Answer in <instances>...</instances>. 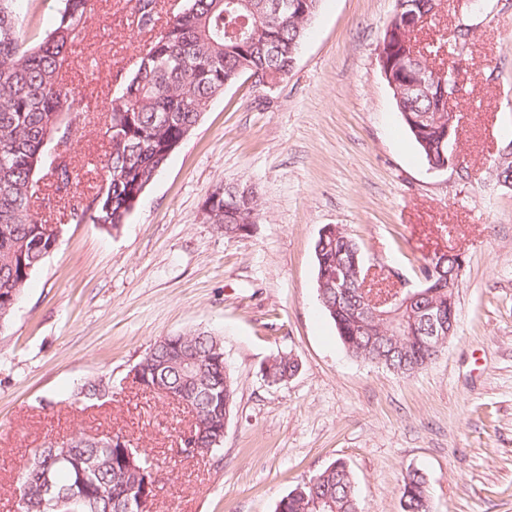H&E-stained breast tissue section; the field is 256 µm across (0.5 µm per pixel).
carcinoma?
I'll return each instance as SVG.
<instances>
[{"label": "carcinoma", "mask_w": 512, "mask_h": 512, "mask_svg": "<svg viewBox=\"0 0 512 512\" xmlns=\"http://www.w3.org/2000/svg\"><path fill=\"white\" fill-rule=\"evenodd\" d=\"M17 0H0V334L10 324L32 274L57 245L48 221L31 213L41 188L36 174L47 170L51 195L45 204L62 209L77 224L113 229L125 223L130 200L165 166L176 144L197 124L224 87L254 69L272 77L292 69L305 24L288 11V0H187L186 7L166 22L148 42L136 70L122 82L105 111L108 149L99 179L89 189L74 190L75 145L81 137L76 119L90 108L88 97L65 79L72 47L86 30L92 0H61L53 28L41 35L25 26L15 9ZM138 26L155 32L160 20L158 0H135ZM405 54L395 57L397 88L393 98L401 117L426 161L440 156L444 131L437 101L427 94L402 90ZM64 142L59 162L49 155ZM206 202L217 211L224 235H248V221L258 215L253 187H224ZM233 220L224 222V212ZM356 242L341 231L315 244L316 281L330 283L336 269L352 270ZM457 260L448 257L432 285L431 301L448 320V276ZM320 304L336 327L342 345L363 359L373 355L381 366L410 375L428 364L422 340L427 325L413 311L399 328L381 333L359 311L363 295L357 288L345 296L336 289L317 292ZM184 358L206 364L198 377L182 366ZM139 385L156 391L168 387L194 401L201 424L199 444L207 447L224 432L235 397V382L224 364L223 341L213 333L169 335L155 342L138 363ZM288 356L270 360L264 374L272 382L294 375ZM63 450L47 444L33 449L17 477V512H127L142 487L134 475L122 473L123 449L69 438ZM325 499L326 512H362L346 463L337 460L283 496L275 512H315L311 502ZM402 512H433L426 479L413 469L403 478Z\"/></svg>", "instance_id": "carcinoma-1"}]
</instances>
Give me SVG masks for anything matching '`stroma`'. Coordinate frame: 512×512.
<instances>
[{"label":"stroma","instance_id":"obj_1","mask_svg":"<svg viewBox=\"0 0 512 512\" xmlns=\"http://www.w3.org/2000/svg\"><path fill=\"white\" fill-rule=\"evenodd\" d=\"M131 0H96L69 79L97 109L147 34ZM396 0H320L296 62L274 87L227 85L112 230L62 223L0 336V512H14L33 449L120 434L156 462L152 512H275L298 483L341 459L363 512H402L420 470L435 512H512V188L494 162L512 142V0H442L427 43L469 26L457 163L429 167L381 72ZM101 119L75 147L79 189L105 159ZM255 185L251 236L204 212L219 186ZM337 225L374 276L418 283L420 259L460 254L454 336L401 376L352 356L316 291L314 244ZM208 330L236 382L219 455L182 456L191 411L131 371L160 337ZM298 364L271 385L262 366ZM109 392L84 399L82 385Z\"/></svg>","mask_w":512,"mask_h":512}]
</instances>
